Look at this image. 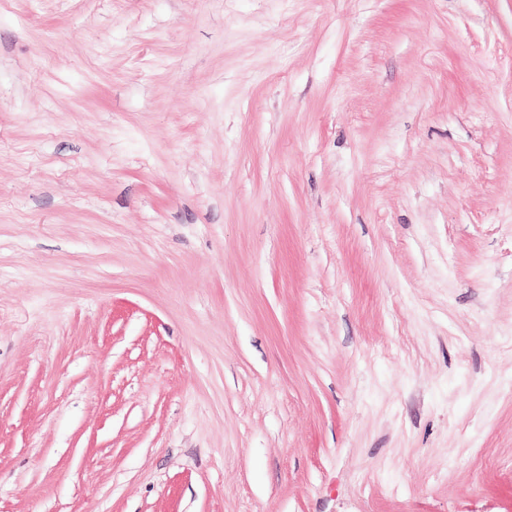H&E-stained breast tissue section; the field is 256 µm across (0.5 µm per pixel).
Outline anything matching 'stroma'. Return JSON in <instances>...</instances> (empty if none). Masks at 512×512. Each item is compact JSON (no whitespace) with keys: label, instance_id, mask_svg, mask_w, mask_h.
<instances>
[{"label":"stroma","instance_id":"1","mask_svg":"<svg viewBox=\"0 0 512 512\" xmlns=\"http://www.w3.org/2000/svg\"><path fill=\"white\" fill-rule=\"evenodd\" d=\"M0 512H512V0H0Z\"/></svg>","mask_w":512,"mask_h":512}]
</instances>
